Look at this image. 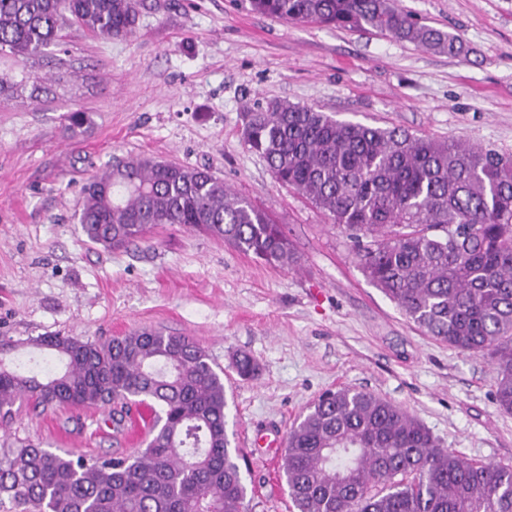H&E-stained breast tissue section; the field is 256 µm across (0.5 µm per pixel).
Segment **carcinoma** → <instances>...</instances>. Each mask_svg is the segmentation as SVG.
I'll list each match as a JSON object with an SVG mask.
<instances>
[{
	"label": "carcinoma",
	"mask_w": 512,
	"mask_h": 512,
	"mask_svg": "<svg viewBox=\"0 0 512 512\" xmlns=\"http://www.w3.org/2000/svg\"><path fill=\"white\" fill-rule=\"evenodd\" d=\"M144 0H0V91L74 20L103 39L135 36ZM272 18L371 30L459 56V38L397 0H250ZM245 144L275 180L311 199L357 244L366 278L433 338L490 357L512 413V157L398 128L335 120L274 99L244 114ZM78 223L120 249L180 224L268 264L292 252L281 227L206 168L130 157L82 187ZM60 370L27 374L0 336V421L31 401L99 407L120 428L153 407L145 448L88 460L35 444L0 456V501L17 512H243L247 487L226 432L224 377L191 337L143 329L106 342L38 336ZM253 378L248 355L234 362ZM282 474L297 512H512V466L464 460L407 410L364 390L323 393L288 432Z\"/></svg>",
	"instance_id": "carcinoma-1"
}]
</instances>
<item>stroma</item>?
Listing matches in <instances>:
<instances>
[{"mask_svg":"<svg viewBox=\"0 0 512 512\" xmlns=\"http://www.w3.org/2000/svg\"><path fill=\"white\" fill-rule=\"evenodd\" d=\"M136 36L77 26L28 63L46 90L0 96V336L28 367L58 366L37 336L106 341L152 328L192 337L224 373L226 430L246 512H295L280 470L292 424L326 390L401 405L449 452L512 466V414L481 353L426 335L364 276L352 240L305 195L273 179L242 140V115L270 99L512 156V0H400L419 23L460 38L435 54L374 33L297 24L248 0H152ZM86 113L81 133L66 117ZM129 156L209 169L269 214L295 260L278 267L177 224L128 247L90 242L82 186ZM259 366L253 379L237 354ZM141 436L102 409L22 408L0 453L26 443L91 459Z\"/></svg>","mask_w":512,"mask_h":512,"instance_id":"stroma-1","label":"stroma"}]
</instances>
